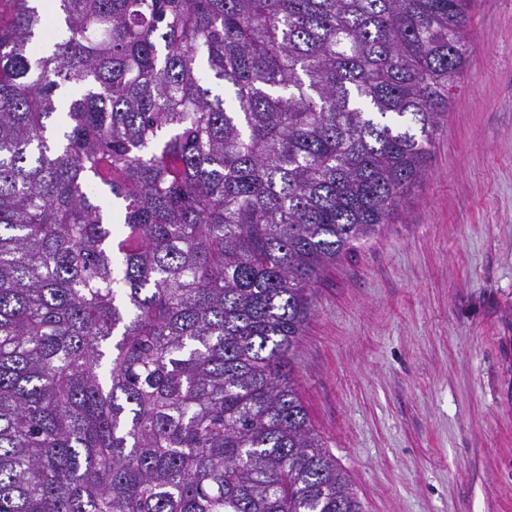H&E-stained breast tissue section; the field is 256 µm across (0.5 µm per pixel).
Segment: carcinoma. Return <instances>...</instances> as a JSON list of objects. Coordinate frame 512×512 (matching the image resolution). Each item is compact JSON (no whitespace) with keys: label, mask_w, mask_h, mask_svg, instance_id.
Segmentation results:
<instances>
[{"label":"carcinoma","mask_w":512,"mask_h":512,"mask_svg":"<svg viewBox=\"0 0 512 512\" xmlns=\"http://www.w3.org/2000/svg\"><path fill=\"white\" fill-rule=\"evenodd\" d=\"M472 5L14 0L0 512H360L293 363L425 174Z\"/></svg>","instance_id":"carcinoma-1"}]
</instances>
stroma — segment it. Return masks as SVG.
<instances>
[{
  "label": "stroma",
  "instance_id": "1",
  "mask_svg": "<svg viewBox=\"0 0 512 512\" xmlns=\"http://www.w3.org/2000/svg\"><path fill=\"white\" fill-rule=\"evenodd\" d=\"M426 172L315 288L295 374L363 512H512V0H475Z\"/></svg>",
  "mask_w": 512,
  "mask_h": 512
}]
</instances>
